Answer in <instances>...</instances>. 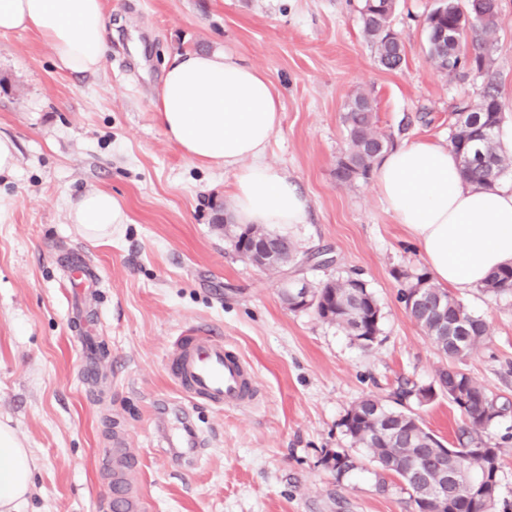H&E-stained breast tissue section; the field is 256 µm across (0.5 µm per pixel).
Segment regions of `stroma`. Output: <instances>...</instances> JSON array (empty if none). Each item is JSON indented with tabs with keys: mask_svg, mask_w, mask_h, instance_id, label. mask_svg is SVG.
<instances>
[{
	"mask_svg": "<svg viewBox=\"0 0 512 512\" xmlns=\"http://www.w3.org/2000/svg\"><path fill=\"white\" fill-rule=\"evenodd\" d=\"M438 3L398 0V71L378 66L361 0H105L108 51L94 74L59 69L31 33L0 34V136L17 150L15 169L0 174V422L36 463L22 512H112L100 451L117 432L141 460L144 512H413L398 478L379 490L377 467L341 420L362 396L389 404L405 382L431 383L449 360L400 300L398 272L426 267L417 243L374 180L345 186L334 168L357 88L397 145L448 144L451 113L478 101L490 79L502 122L512 124V0H498L489 72L457 76L437 72L427 54L424 20ZM216 49L276 88L282 120L265 160L298 186L308 210L304 223L273 230L300 254L326 253L327 265L267 271L243 260L215 225L218 210L231 208L232 172L201 166L166 139L155 110L166 63ZM97 190L128 216L105 242L84 239L69 219L71 203ZM80 253L101 281L89 303L100 361L93 385L80 375L68 293ZM290 275L312 285L363 279L382 309L377 343L361 347L314 310L289 309ZM457 298L490 329L463 369L512 402V292L476 287ZM191 327L220 333L253 366L257 403H186L167 357ZM183 404L209 441L194 465L171 459L157 434L161 421L177 425ZM402 408L458 447L461 418L447 397ZM488 433L501 446L491 512H512V410ZM343 451L357 467L340 478L330 459Z\"/></svg>",
	"mask_w": 512,
	"mask_h": 512,
	"instance_id": "35a3bbf8",
	"label": "stroma"
}]
</instances>
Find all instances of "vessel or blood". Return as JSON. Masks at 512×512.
Segmentation results:
<instances>
[{
    "mask_svg": "<svg viewBox=\"0 0 512 512\" xmlns=\"http://www.w3.org/2000/svg\"><path fill=\"white\" fill-rule=\"evenodd\" d=\"M167 370L175 385L188 399L214 407L237 408L255 395V371L235 347L214 331L190 328L172 344ZM103 456L111 470L114 512H143L144 504L131 481L138 459L122 436H114Z\"/></svg>",
    "mask_w": 512,
    "mask_h": 512,
    "instance_id": "vessel-or-blood-1",
    "label": "vessel or blood"
}]
</instances>
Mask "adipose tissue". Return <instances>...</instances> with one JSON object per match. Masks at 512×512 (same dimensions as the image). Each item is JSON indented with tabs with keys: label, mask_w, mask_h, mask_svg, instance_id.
I'll return each mask as SVG.
<instances>
[{
	"label": "adipose tissue",
	"mask_w": 512,
	"mask_h": 512,
	"mask_svg": "<svg viewBox=\"0 0 512 512\" xmlns=\"http://www.w3.org/2000/svg\"><path fill=\"white\" fill-rule=\"evenodd\" d=\"M104 0H0V33H36L58 68L98 72L108 49ZM167 139L205 167L234 171L233 219L238 224H300L307 198L264 163L281 122L279 94L260 70L221 50L190 51L164 71L157 100ZM379 194L405 225L434 283L465 291L512 264V185L476 190L459 172L448 146L428 140L398 145L374 166ZM70 219L89 239L108 241L127 222L110 192L84 194ZM32 458L14 429L0 423V512H20L31 490Z\"/></svg>",
	"instance_id": "1"
}]
</instances>
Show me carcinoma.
Instances as JSON below:
<instances>
[{
  "label": "carcinoma",
  "mask_w": 512,
  "mask_h": 512,
  "mask_svg": "<svg viewBox=\"0 0 512 512\" xmlns=\"http://www.w3.org/2000/svg\"><path fill=\"white\" fill-rule=\"evenodd\" d=\"M397 0H364L361 9L363 32L375 50L378 65L388 71L398 70L406 61L403 44L388 39ZM497 0H467L466 5L456 4L448 12L430 13L425 19L428 49L436 60L438 70L444 75L459 74L470 68L478 73L488 71L492 37L497 29ZM461 30L459 42L452 40L438 43L442 30ZM502 119V105L493 81L485 85L478 103L466 105L454 113L449 146L459 158L464 182L474 188L491 189L500 176L512 168V156L501 147L496 132ZM344 124L348 146L336 159V181L352 185L359 179H369L376 159L389 147L390 138L376 127V113L372 100L363 92H354L346 104ZM251 234L273 235L263 226L241 225L234 231L231 246L243 259H249L241 249L244 237ZM398 277L407 282L402 292L405 310L431 344L445 356L463 361L480 348L489 335L488 324L467 308L444 288L430 282L422 271H401ZM422 287L432 297L441 301L442 312L418 308L410 303V294ZM483 291L499 294L512 291V265L493 272L481 285ZM312 295L320 297L318 316L344 329L360 346L371 347L380 332L381 310L367 284L356 278L328 280L312 288ZM448 375L451 388L448 400L459 411L464 424L465 446L448 458V467L456 470L460 491L456 504L448 512H481L485 498L476 487L467 483L473 472L487 476L497 484L498 460L501 448L491 443L488 427L509 410L498 405L487 390L462 368L453 367L438 371ZM375 405L377 400L368 396L356 401L347 411L342 425L346 435L355 445L370 451L371 459L385 475L401 480L411 492L414 512H431L435 508L429 495V486L438 480L429 473L428 482H418V470L413 458L416 449L440 448L441 442L434 434L418 427L421 441L403 447L394 440L386 445L376 434L377 422L372 417L358 413L362 404ZM482 448L475 454L469 447Z\"/></svg>",
  "instance_id": "carcinoma-1"
}]
</instances>
